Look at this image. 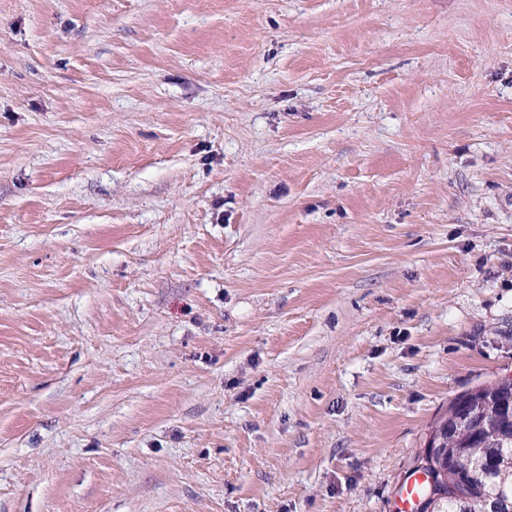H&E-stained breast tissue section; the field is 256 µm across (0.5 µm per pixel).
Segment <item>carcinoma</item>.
Instances as JSON below:
<instances>
[{"label":"carcinoma","mask_w":512,"mask_h":512,"mask_svg":"<svg viewBox=\"0 0 512 512\" xmlns=\"http://www.w3.org/2000/svg\"><path fill=\"white\" fill-rule=\"evenodd\" d=\"M497 392L485 426L456 427L452 417L463 411L453 403L435 424L456 455L449 459L451 471L439 483L441 497L423 512H477L483 494L512 485V393L506 387Z\"/></svg>","instance_id":"carcinoma-1"}]
</instances>
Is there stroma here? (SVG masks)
<instances>
[{
    "label": "stroma",
    "instance_id": "1",
    "mask_svg": "<svg viewBox=\"0 0 512 512\" xmlns=\"http://www.w3.org/2000/svg\"><path fill=\"white\" fill-rule=\"evenodd\" d=\"M512 377V0H0V512H395Z\"/></svg>",
    "mask_w": 512,
    "mask_h": 512
}]
</instances>
